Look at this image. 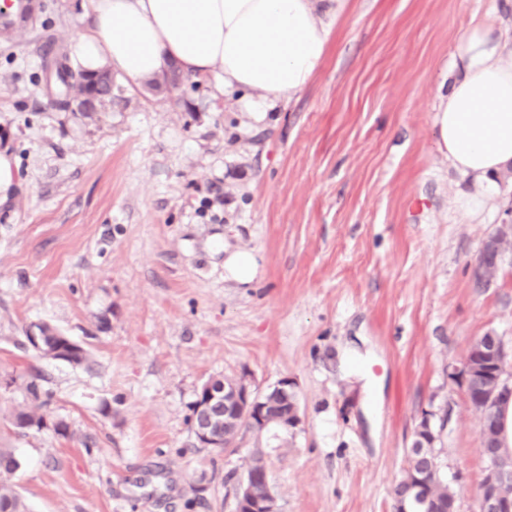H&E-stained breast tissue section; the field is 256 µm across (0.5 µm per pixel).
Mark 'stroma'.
<instances>
[{
    "instance_id": "obj_1",
    "label": "stroma",
    "mask_w": 512,
    "mask_h": 512,
    "mask_svg": "<svg viewBox=\"0 0 512 512\" xmlns=\"http://www.w3.org/2000/svg\"><path fill=\"white\" fill-rule=\"evenodd\" d=\"M0 35V448L30 512H235L254 448L281 512H392L423 412L450 407L436 448L475 512L487 462L479 416L448 369L492 333L512 355V264L477 287L482 242L512 215L467 214L434 107L472 15L512 43V0H345L328 55L292 100L200 87L156 93L114 74L91 112L49 102L43 46L89 22V0H47ZM254 264L241 282L228 255ZM47 322L93 370L28 346ZM297 383L302 422L201 447L188 422L210 378ZM43 376L42 431L18 433ZM67 426L58 434L53 422Z\"/></svg>"
}]
</instances>
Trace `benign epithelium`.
Instances as JSON below:
<instances>
[{"label": "benign epithelium", "instance_id": "7a95c632", "mask_svg": "<svg viewBox=\"0 0 512 512\" xmlns=\"http://www.w3.org/2000/svg\"><path fill=\"white\" fill-rule=\"evenodd\" d=\"M512 240V221L498 225L494 234L486 238L479 249L473 270L500 269L505 259V243ZM475 351L489 359L491 370L476 367L470 358H465L461 367H454L448 376L459 379L465 389L471 406L486 422L487 429L498 424V410L504 404L512 402V370L508 366V354L499 337L489 334L475 343ZM285 400L292 403L291 411L275 415L269 411L270 404L263 400L264 392L253 389L246 378L222 385L216 379L205 382L197 393V401L192 410V424L196 439L204 447L221 448L224 437L212 431L213 423L230 414L244 418L248 430L261 434L272 429L274 423H280L289 429L301 424L296 383L285 377L269 387ZM421 421L426 424L438 441L448 426V412L438 414L426 411ZM480 452L488 462L483 481L476 493L478 512H512V496L505 492L512 485V469L501 465L500 457L512 448L485 432H480ZM426 477L412 475L398 482L394 487L395 512H415V506L422 502L427 512H436L432 496L422 497ZM263 487L264 493H256L257 487ZM236 512H280L278 498L273 492L269 469L250 468L240 481L236 492Z\"/></svg>", "mask_w": 512, "mask_h": 512}]
</instances>
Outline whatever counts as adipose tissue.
<instances>
[{"instance_id": "adipose-tissue-1", "label": "adipose tissue", "mask_w": 512, "mask_h": 512, "mask_svg": "<svg viewBox=\"0 0 512 512\" xmlns=\"http://www.w3.org/2000/svg\"><path fill=\"white\" fill-rule=\"evenodd\" d=\"M92 25L74 36L71 60L107 65L139 81L175 65L227 91L292 98L312 80L330 44L321 0H91ZM437 144L468 179L462 205L485 209L493 181L512 165V56L489 23L473 18L451 59L435 107Z\"/></svg>"}]
</instances>
